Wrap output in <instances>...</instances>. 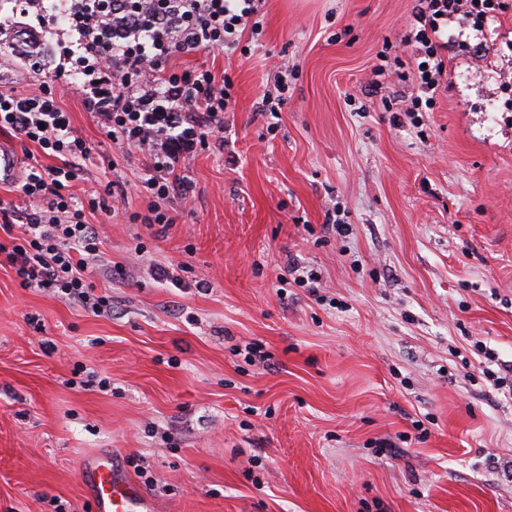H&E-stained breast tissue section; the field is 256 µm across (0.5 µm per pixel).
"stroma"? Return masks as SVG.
<instances>
[{
  "mask_svg": "<svg viewBox=\"0 0 512 512\" xmlns=\"http://www.w3.org/2000/svg\"><path fill=\"white\" fill-rule=\"evenodd\" d=\"M415 5L265 0L250 53L186 59L226 71L235 103L163 236L124 219L145 208V159L64 95L90 147L73 193L126 185L101 246L125 274L94 269L112 295L98 317L0 267V512H95L79 469L107 449L145 459L160 512H512V389L486 378L512 363V6L453 44L413 119L410 81L386 107L368 89L382 56H411ZM24 26L0 0V91L59 61L57 22L36 63ZM285 62L271 132L261 93ZM332 212L349 236L325 229ZM151 259L189 263L182 287ZM293 262L317 291L280 284ZM249 342L269 366L237 354ZM79 365L110 391L72 385Z\"/></svg>",
  "mask_w": 512,
  "mask_h": 512,
  "instance_id": "stroma-1",
  "label": "stroma"
}]
</instances>
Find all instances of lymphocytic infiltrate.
Here are the masks:
<instances>
[{"label": "lymphocytic infiltrate", "instance_id": "f902f5d3", "mask_svg": "<svg viewBox=\"0 0 512 512\" xmlns=\"http://www.w3.org/2000/svg\"><path fill=\"white\" fill-rule=\"evenodd\" d=\"M259 0H16L20 16L37 13L60 20L67 39L60 61L38 89L27 95L0 91V128L55 158L52 166L32 162L20 186L23 205L0 206V256L22 287L52 294L95 315L112 312V298L97 294L90 263L101 259V233L88 212L107 210L106 199L121 190L107 182L101 194L81 200L71 193L86 142L76 137L59 92L80 91L87 109L113 143L136 149L148 163L141 183L144 211L129 223L166 234L176 223L172 197L189 198L193 186L179 174L180 162L224 131L234 101L227 73L179 66V58L202 50L233 52L244 33L260 34ZM503 0H418L406 59L394 58L420 91L415 112L432 111L448 77V24L470 20L484 28L503 10Z\"/></svg>", "mask_w": 512, "mask_h": 512}]
</instances>
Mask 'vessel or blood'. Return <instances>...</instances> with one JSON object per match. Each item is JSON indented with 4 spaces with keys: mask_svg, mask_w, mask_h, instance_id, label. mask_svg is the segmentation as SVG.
Masks as SVG:
<instances>
[{
    "mask_svg": "<svg viewBox=\"0 0 512 512\" xmlns=\"http://www.w3.org/2000/svg\"><path fill=\"white\" fill-rule=\"evenodd\" d=\"M19 154L9 146L0 147V183L14 181ZM79 478L95 502L96 512H158V504L123 465L120 456L102 451L88 457Z\"/></svg>",
    "mask_w": 512,
    "mask_h": 512,
    "instance_id": "1",
    "label": "vessel or blood"
}]
</instances>
